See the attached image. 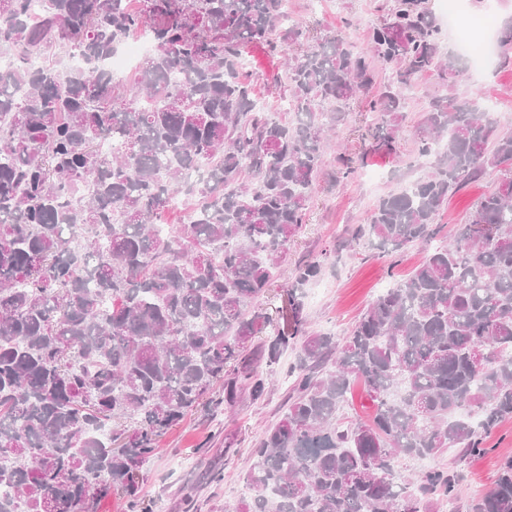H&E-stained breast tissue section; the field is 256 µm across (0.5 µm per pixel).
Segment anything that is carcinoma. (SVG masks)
I'll use <instances>...</instances> for the list:
<instances>
[{
	"mask_svg": "<svg viewBox=\"0 0 512 512\" xmlns=\"http://www.w3.org/2000/svg\"><path fill=\"white\" fill-rule=\"evenodd\" d=\"M29 2L0 0V50L16 51L0 72L4 512H98L113 496L138 508L159 437L219 382L230 408L243 391L262 399L258 365L290 348L287 412L257 438L253 497L231 512H433L458 499L461 463L512 418V131L469 100L433 96L417 147L428 170L382 198L356 237L392 253L425 244L448 196L489 169L501 177L343 341L305 329L316 261L293 270L291 330L262 337L260 308L323 174L324 129L374 85L376 65L392 72L367 101L371 149L385 153L415 80L461 76L424 0H390L360 53L341 33L285 25L287 0H43L36 20ZM136 33L154 53L116 83L106 61ZM286 45L291 123L257 107L245 60ZM48 51L56 64H32ZM71 55L84 67H67ZM354 172L336 158V182ZM184 189L201 205L162 236ZM76 225L92 229L77 246ZM357 383L372 414L341 421ZM449 448L451 465L396 479L397 457ZM458 512H512V457Z\"/></svg>",
	"mask_w": 512,
	"mask_h": 512,
	"instance_id": "obj_1",
	"label": "carcinoma"
}]
</instances>
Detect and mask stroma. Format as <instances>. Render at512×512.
Returning a JSON list of instances; mask_svg holds the SVG:
<instances>
[{
	"label": "stroma",
	"mask_w": 512,
	"mask_h": 512,
	"mask_svg": "<svg viewBox=\"0 0 512 512\" xmlns=\"http://www.w3.org/2000/svg\"><path fill=\"white\" fill-rule=\"evenodd\" d=\"M387 0H324L321 10L309 0H288V11L296 24L312 36L348 27L351 41L366 48L369 27L382 19ZM289 49L278 54L251 48L248 69L257 78L256 99L277 120L293 118L288 110L285 61ZM474 100L478 107L494 103L501 129L512 131V63L501 58L480 69L473 78L460 77L452 85L436 86L423 76L408 100L399 123L396 153L371 151L370 134L376 118L365 108L364 99L352 101L348 118L336 125L331 140L333 151L324 156L325 176L315 186L307 203L305 224L288 244V258L279 278L261 300L275 325H283L284 294L296 264L319 262V276L305 290L304 317L311 332L347 335L361 314L386 288L405 277L426 256L452 239L468 223L480 197L491 191L499 171H487L468 181L448 201L436 220L437 234L426 246H412L393 254L354 239L353 232L367 222L376 202L417 180L425 167L416 154L420 118L433 95ZM356 162L352 178L341 183L330 180L336 169L337 153ZM295 358L286 352L273 365V383L265 398L253 401L242 396L234 408L222 403L224 393L215 390L214 406L190 412L160 438L159 449L142 467L141 498L150 512H224L246 497V474L254 462L252 448L260 433L285 411L293 379L288 368ZM488 453L472 458L459 487L460 500L490 489L502 460L512 457V420L503 422L487 439ZM221 479H214V472Z\"/></svg>",
	"instance_id": "35a3bbf8"
}]
</instances>
